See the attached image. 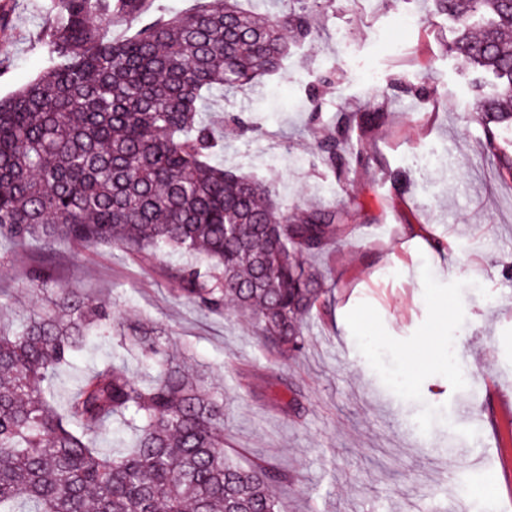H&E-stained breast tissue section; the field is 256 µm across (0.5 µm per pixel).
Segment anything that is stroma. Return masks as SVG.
I'll list each match as a JSON object with an SVG mask.
<instances>
[{"label": "stroma", "instance_id": "1", "mask_svg": "<svg viewBox=\"0 0 512 512\" xmlns=\"http://www.w3.org/2000/svg\"><path fill=\"white\" fill-rule=\"evenodd\" d=\"M0 26V96L45 65L44 0H10ZM414 11L419 25L402 26ZM313 32L281 73L207 102L233 114L213 161L289 200L348 213L314 259L326 277L306 346L268 354L252 323L179 298L185 256L0 241V290L15 317L35 301L33 266L171 331L224 397V453L287 473V512H512V179L483 151L476 83L452 50L457 24L433 0H318ZM384 112L353 129L347 167L326 168L319 129L342 113ZM427 155L442 157L426 168Z\"/></svg>", "mask_w": 512, "mask_h": 512}]
</instances>
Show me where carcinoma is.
<instances>
[{"label": "carcinoma", "instance_id": "carcinoma-1", "mask_svg": "<svg viewBox=\"0 0 512 512\" xmlns=\"http://www.w3.org/2000/svg\"><path fill=\"white\" fill-rule=\"evenodd\" d=\"M459 25L454 50L495 80L482 101L483 147L512 178L497 130L512 125V0H434ZM153 0H48V65L0 98V237L16 246L118 247L137 257L202 255L179 274V297L248 317L264 349L305 347V318L325 292L310 258L340 236L347 215L288 207L260 179L212 163L222 128L204 103L276 73L291 42L311 34L306 10H245L203 0L156 15ZM485 18L477 36L469 22ZM123 23L127 33L112 36ZM344 114L319 140L332 170L352 125ZM29 291L51 295L0 323V512H285L273 487L287 475L224 456V398L154 327L129 331L101 301L61 286L45 264ZM112 356L63 404L54 381L92 338ZM133 358L145 373L129 374ZM119 421L128 443L111 433ZM112 434L108 452L96 439Z\"/></svg>", "mask_w": 512, "mask_h": 512}]
</instances>
